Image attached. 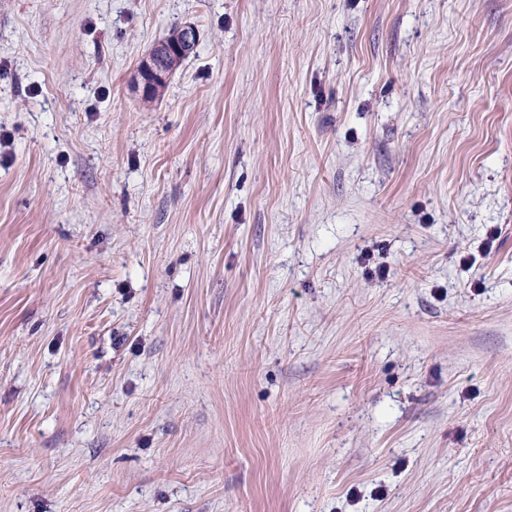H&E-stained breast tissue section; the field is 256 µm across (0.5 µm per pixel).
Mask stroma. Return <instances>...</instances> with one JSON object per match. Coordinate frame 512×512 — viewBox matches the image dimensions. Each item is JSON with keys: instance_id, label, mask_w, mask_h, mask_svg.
Returning a JSON list of instances; mask_svg holds the SVG:
<instances>
[{"instance_id": "35a3bbf8", "label": "stroma", "mask_w": 512, "mask_h": 512, "mask_svg": "<svg viewBox=\"0 0 512 512\" xmlns=\"http://www.w3.org/2000/svg\"><path fill=\"white\" fill-rule=\"evenodd\" d=\"M0 512H512V0H0ZM180 27L174 26L170 31V37L175 36ZM199 34L191 23H183L179 36L176 39L164 37L159 40L151 51L140 61L138 75L142 85L141 98L145 102H152L158 98L166 86L167 79L172 72L168 68L171 58L183 57L172 60L175 69L192 54L198 44Z\"/></svg>"}]
</instances>
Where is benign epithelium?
<instances>
[{
	"label": "benign epithelium",
	"instance_id": "1",
	"mask_svg": "<svg viewBox=\"0 0 512 512\" xmlns=\"http://www.w3.org/2000/svg\"><path fill=\"white\" fill-rule=\"evenodd\" d=\"M198 41L196 27L191 23H184L177 38L171 39L166 36L155 44L138 67L143 101L151 102L161 95L172 72V69L168 68L170 59L192 54Z\"/></svg>",
	"mask_w": 512,
	"mask_h": 512
}]
</instances>
